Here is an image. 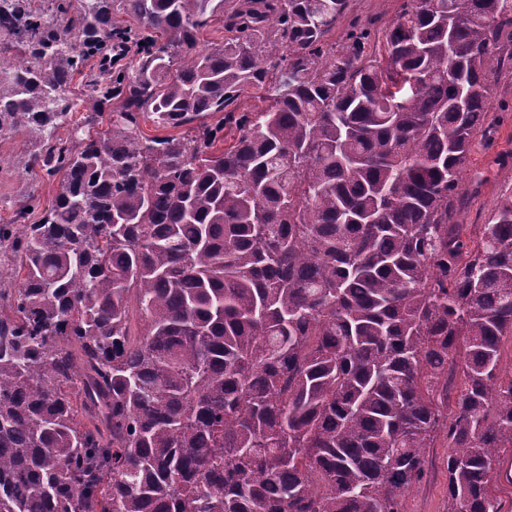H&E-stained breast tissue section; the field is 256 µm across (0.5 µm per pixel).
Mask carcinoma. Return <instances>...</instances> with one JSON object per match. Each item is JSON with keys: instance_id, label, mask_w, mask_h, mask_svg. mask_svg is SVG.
Here are the masks:
<instances>
[{"instance_id": "cac0c4a2", "label": "carcinoma", "mask_w": 512, "mask_h": 512, "mask_svg": "<svg viewBox=\"0 0 512 512\" xmlns=\"http://www.w3.org/2000/svg\"><path fill=\"white\" fill-rule=\"evenodd\" d=\"M464 2L336 52L349 0H6L0 135L60 181L0 230V512H403L440 437L448 512H501L512 196L456 215L512 0Z\"/></svg>"}]
</instances>
